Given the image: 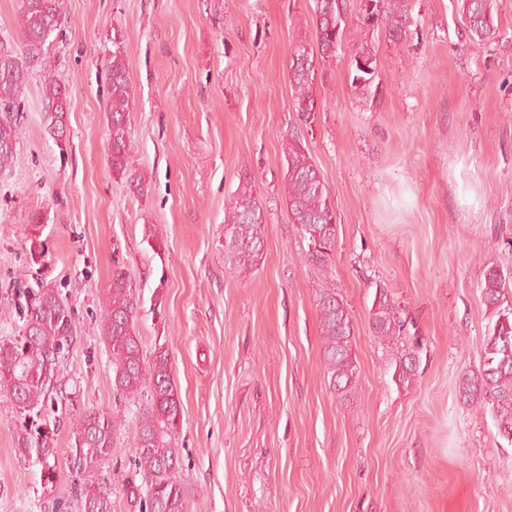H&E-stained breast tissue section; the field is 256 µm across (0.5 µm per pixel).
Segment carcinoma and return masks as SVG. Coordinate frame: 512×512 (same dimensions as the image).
<instances>
[{"label": "carcinoma", "instance_id": "obj_1", "mask_svg": "<svg viewBox=\"0 0 512 512\" xmlns=\"http://www.w3.org/2000/svg\"><path fill=\"white\" fill-rule=\"evenodd\" d=\"M317 47L302 42L293 50L289 65L294 111L306 126L315 121V81L318 65L336 55L345 37L346 17L357 15L360 39L352 44L349 77L352 87L363 94L378 78L375 46L367 31H381L394 43L406 40L413 26L412 0H312ZM467 35L483 42L499 32L496 0H457ZM20 53H0V170L15 163L20 93L25 86L28 64L43 54L35 45L45 33L59 30L64 18V0H21ZM109 66L110 112L108 154L112 172L129 185L143 189L144 177L129 164L130 77L120 43L112 42ZM45 120L53 134L66 132L65 118L72 107L67 89L53 77H44ZM283 191L293 223L307 243L305 262L322 276L313 299L320 315L322 358L330 386L344 393L356 383L357 359L353 354V324L348 304L327 278V268L336 247V217L326 185L311 160L302 134L288 136L284 148ZM224 269L244 278L263 259L265 229L260 205L245 185L224 208ZM509 279L496 268L484 273L481 297L488 312L481 363L476 372L462 378L459 395L463 402L491 413L497 433L512 443V302L506 299ZM140 296L122 267L112 271L106 288L101 333L112 355L113 390L128 401L147 394L146 406L138 411L134 466L141 482L128 481L122 492L128 512H187L189 490L178 478L180 459L172 440L182 419V406L171 376L169 354L157 348L144 357L142 336L137 328ZM23 332L0 340V397L17 412L15 448L21 460L40 470L41 492L53 490L61 476L72 478L78 512H112L114 489L99 464L112 456L113 433L119 414L86 409L67 418L74 407L76 390L59 379L62 359L74 340V311L56 288L49 286L27 294L23 305ZM370 322L383 342L407 337L410 322L397 299L376 286ZM395 358L392 379L397 386L414 384L418 376L417 349ZM71 428L70 447L59 460L58 428L64 420Z\"/></svg>", "mask_w": 512, "mask_h": 512}]
</instances>
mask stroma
Listing matches in <instances>:
<instances>
[{
    "instance_id": "1",
    "label": "stroma",
    "mask_w": 512,
    "mask_h": 512,
    "mask_svg": "<svg viewBox=\"0 0 512 512\" xmlns=\"http://www.w3.org/2000/svg\"><path fill=\"white\" fill-rule=\"evenodd\" d=\"M413 14L403 44L373 34L379 84L368 95L349 80L347 20L306 128L288 65L296 44L316 40L310 0H65L19 101L16 164L0 171V339L22 331L7 311L20 291L43 282L67 298L75 336L60 370L77 384L75 409L123 411L102 465L112 512H127L138 412L115 401L99 328L117 264L140 296L145 352L171 358L189 512H512V444L459 397L486 334L484 271L512 274V0H499L501 31L481 43L468 41L456 0H414ZM116 39L140 191L108 155ZM48 71L73 99L63 139L44 119ZM299 129L336 212L328 273L358 360L346 394L329 384L315 276L282 188L283 148ZM246 182L265 246L239 279L224 269V208ZM36 234L39 266L25 248ZM379 286L422 341L407 389L369 323ZM15 423L0 400V512H54L71 479L33 493L38 469L19 458Z\"/></svg>"
}]
</instances>
